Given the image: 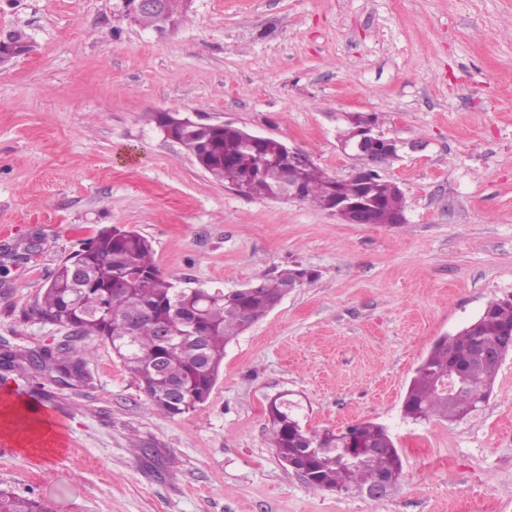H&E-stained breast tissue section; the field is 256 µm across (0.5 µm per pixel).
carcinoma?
Instances as JSON below:
<instances>
[{
	"mask_svg": "<svg viewBox=\"0 0 512 512\" xmlns=\"http://www.w3.org/2000/svg\"><path fill=\"white\" fill-rule=\"evenodd\" d=\"M173 134L192 160L213 180L233 185L249 172H257L280 150L270 139L258 149L248 144L236 127L208 131L187 124ZM303 182L302 200L324 208L337 189L349 197L371 196L376 202L373 223L392 224L402 197L394 183L374 172L372 184L354 180L336 183L320 167H280L258 182L250 197L266 199L281 185ZM288 280V270L262 279L256 289L183 288L165 276L154 260L151 242L135 230L102 228L82 249L65 258L54 270L36 302L43 320L73 329L82 337L96 336L112 349L135 376L140 389L163 414H189L207 402L216 384L229 341L270 310V302ZM512 331V301L496 304L477 318L467 336H451L434 344L416 369L403 401V415L413 423L433 419L460 422L480 410L486 397L485 376L471 373L465 383L449 394L435 386V372L448 363L466 364L477 349L499 348ZM89 347L72 343L44 347L28 355L9 350L0 355L6 370L21 368L23 360L53 380L68 383L87 379ZM183 388L182 402H171L169 384ZM280 416L270 419V440L278 458L297 454L310 468L307 483L315 488L347 493L356 490L361 478L402 472V462L387 428L361 422L334 433L296 431L293 404L280 400ZM369 444L382 449L363 457L360 466L347 464L340 455L350 448ZM0 512H47L32 497L0 492Z\"/></svg>",
	"mask_w": 512,
	"mask_h": 512,
	"instance_id": "carcinoma-1",
	"label": "carcinoma"
}]
</instances>
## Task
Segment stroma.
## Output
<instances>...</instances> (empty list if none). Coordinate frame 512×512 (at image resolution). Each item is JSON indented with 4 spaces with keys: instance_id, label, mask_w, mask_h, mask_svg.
<instances>
[{
    "instance_id": "obj_1",
    "label": "stroma",
    "mask_w": 512,
    "mask_h": 512,
    "mask_svg": "<svg viewBox=\"0 0 512 512\" xmlns=\"http://www.w3.org/2000/svg\"><path fill=\"white\" fill-rule=\"evenodd\" d=\"M14 29L32 48L0 65V349L69 340L36 301L105 226L148 238L184 288L296 265L318 278L226 346L187 415L159 412L94 337L83 386L7 373L0 393L46 407L64 445L25 452L0 434V491L48 512H512V354L468 421L402 413L435 342L512 293V0H193L163 39L116 0H0V34ZM159 112L278 139L342 179L348 115H377L399 142L379 172L406 221L243 197ZM280 395L311 431L384 425L397 485L378 500L310 486L270 445Z\"/></svg>"
}]
</instances>
